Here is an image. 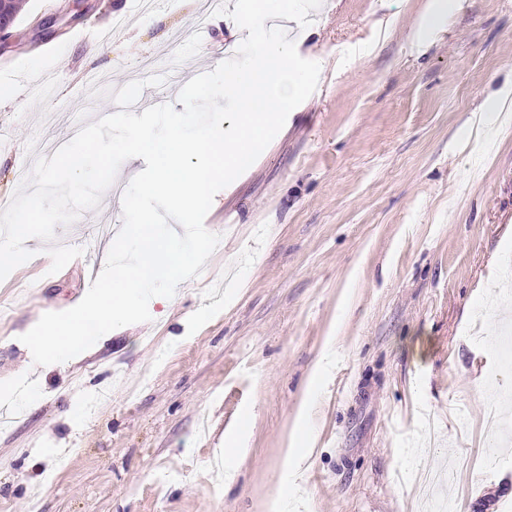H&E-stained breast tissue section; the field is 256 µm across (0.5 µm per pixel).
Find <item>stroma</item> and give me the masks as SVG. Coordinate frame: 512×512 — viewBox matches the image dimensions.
Wrapping results in <instances>:
<instances>
[{"label": "stroma", "mask_w": 512, "mask_h": 512, "mask_svg": "<svg viewBox=\"0 0 512 512\" xmlns=\"http://www.w3.org/2000/svg\"><path fill=\"white\" fill-rule=\"evenodd\" d=\"M430 0H323L299 55L322 68L316 91L256 161L214 197L204 225L222 240L202 274L150 321L102 336L46 369L39 396L0 427V512H276L290 434L315 451L299 488L310 512H497L512 497V454L458 473L425 503L400 472L480 456L485 419L512 390L503 362L512 295V133L460 150L466 119L512 79V0H461L423 53L409 36ZM126 22L101 42L74 31ZM51 28H42L46 17ZM181 41H174V34ZM237 24L198 0H25L0 85V200L43 139L123 100L142 114L143 83L174 65L215 68L210 47ZM156 67L140 75L143 59ZM104 86L87 93L89 77ZM103 196L57 238L105 262L96 228L121 210ZM32 258L0 281V395L25 386L20 335L88 291L80 267ZM339 354L314 369L327 342ZM242 438L237 478L213 472L221 439Z\"/></svg>", "instance_id": "obj_1"}]
</instances>
